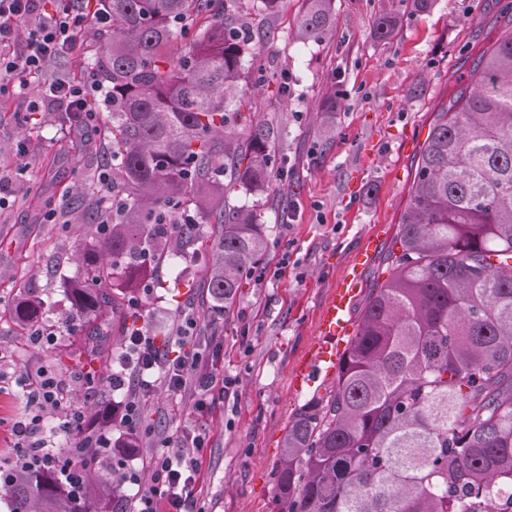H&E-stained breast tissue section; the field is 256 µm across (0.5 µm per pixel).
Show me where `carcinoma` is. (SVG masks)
I'll list each match as a JSON object with an SVG mask.
<instances>
[{
	"mask_svg": "<svg viewBox=\"0 0 512 512\" xmlns=\"http://www.w3.org/2000/svg\"><path fill=\"white\" fill-rule=\"evenodd\" d=\"M112 17L93 76L107 89L89 103L109 113L110 232L84 255L70 288L73 314L130 318L141 285L166 264L205 269L213 302H233L266 254L261 212L231 203L260 187L277 158L274 130L227 100L245 78L265 32L244 0H96ZM303 40L334 31L333 0H306ZM398 10L375 19L393 39ZM86 223L106 215L103 197L71 187ZM399 250L385 256L332 390L288 422L277 465V512H501L512 490V32L480 48L468 83L434 108ZM44 301L10 307L26 329ZM80 496L49 471L10 473L11 512H112L131 496L113 459L80 435Z\"/></svg>",
	"mask_w": 512,
	"mask_h": 512,
	"instance_id": "cac0c4a2",
	"label": "carcinoma"
}]
</instances>
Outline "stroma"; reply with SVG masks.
Instances as JSON below:
<instances>
[{"label":"stroma","instance_id":"35a3bbf8","mask_svg":"<svg viewBox=\"0 0 512 512\" xmlns=\"http://www.w3.org/2000/svg\"><path fill=\"white\" fill-rule=\"evenodd\" d=\"M304 0H284L257 23L268 43L240 83L257 119L276 134L275 152L289 174L270 172L259 190L235 197V204L260 210L269 226L266 259L244 282L233 306L214 313L203 286L206 260L164 267L159 287L140 297L141 323L156 341H170L182 311L200 318V333L219 349L214 362L234 381L230 397H216L207 412L195 396L155 394L152 429L123 455L124 469L148 476L157 438L203 435L202 473L193 512H271L277 492L276 464L288 421L313 394H325L334 375L312 388H298L295 370L316 335L319 313L345 270L362 252L377 226H384L376 250L364 264L373 283L408 200L416 163L433 118L456 79L469 78L472 56L487 39L503 32L500 0H432L415 10L410 0H335L336 30L319 42L295 38ZM404 11L391 41L373 33L376 15ZM99 46V30L88 25L54 72L88 77L87 62ZM287 96H279L280 82ZM416 88L408 96V88ZM25 101L0 94V295L12 300L36 296L45 303L43 324L57 334L55 345H33L9 318L0 319V457L14 451L12 425L25 411L15 377L47 369L70 379L81 374L73 355L84 336L66 329L69 289L82 278L79 250L95 240L84 224H47L41 202L63 200L84 162L93 177L103 159L94 146L105 143L106 126L62 131L58 113H42L37 126L23 121ZM38 143L20 169L14 146ZM86 385L74 386L66 405L80 409L93 425L123 392L102 386L87 399Z\"/></svg>","mask_w":512,"mask_h":512}]
</instances>
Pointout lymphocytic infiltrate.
I'll return each instance as SVG.
<instances>
[{"label": "lymphocytic infiltrate", "instance_id": "obj_1", "mask_svg": "<svg viewBox=\"0 0 512 512\" xmlns=\"http://www.w3.org/2000/svg\"><path fill=\"white\" fill-rule=\"evenodd\" d=\"M108 13H86L78 6L64 9L48 6L47 0H0V90L23 96L32 112L46 106H58L63 112L86 111L99 84L76 80L69 76H49L48 70L76 42L87 24H110ZM200 330L195 312H183L171 339L175 351L163 356L147 330L138 328L128 334L121 352L123 371L112 374L113 390H128L129 396L120 409V422L131 432H139L141 416L157 387L178 395L186 388L198 394L195 407L205 411L210 398L228 395L215 367L198 353L185 350L188 339ZM18 385L28 408L25 417L13 426L15 453L0 463V479L15 469L36 470L56 468L62 478H70L75 462L60 458L47 433L45 416L48 410L61 407L64 384L46 371L33 378H20ZM201 436L185 434L178 439L164 437L156 442L150 459L149 480L139 472L124 473L125 484L135 487L134 512H158L159 503H166L167 512H185L202 467Z\"/></svg>", "mask_w": 512, "mask_h": 512}]
</instances>
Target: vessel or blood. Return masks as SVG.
<instances>
[{
    "mask_svg": "<svg viewBox=\"0 0 512 512\" xmlns=\"http://www.w3.org/2000/svg\"><path fill=\"white\" fill-rule=\"evenodd\" d=\"M361 262H354L337 282L319 317V332L307 355L296 368L298 385H312L322 372H335L336 356L345 351L355 333L349 314L365 283Z\"/></svg>",
    "mask_w": 512,
    "mask_h": 512,
    "instance_id": "1",
    "label": "vessel or blood"
}]
</instances>
